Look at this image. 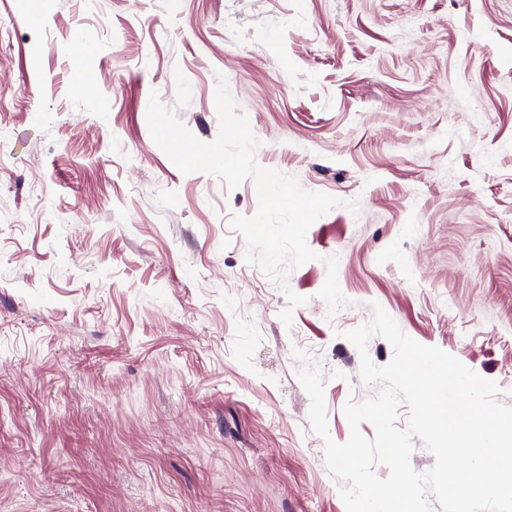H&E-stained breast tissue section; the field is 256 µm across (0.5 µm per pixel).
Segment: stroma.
<instances>
[{"instance_id":"stroma-1","label":"stroma","mask_w":512,"mask_h":512,"mask_svg":"<svg viewBox=\"0 0 512 512\" xmlns=\"http://www.w3.org/2000/svg\"><path fill=\"white\" fill-rule=\"evenodd\" d=\"M222 79L341 201L282 283L229 225L255 181L149 132L155 94L214 141ZM373 301L512 407V0H0V512H346L293 352L346 442Z\"/></svg>"}]
</instances>
